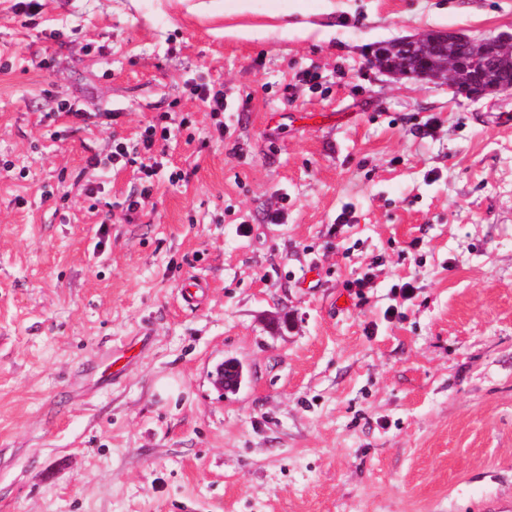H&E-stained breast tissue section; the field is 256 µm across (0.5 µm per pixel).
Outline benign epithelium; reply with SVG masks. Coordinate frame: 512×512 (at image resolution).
I'll use <instances>...</instances> for the list:
<instances>
[{
	"label": "benign epithelium",
	"instance_id": "7a95c632",
	"mask_svg": "<svg viewBox=\"0 0 512 512\" xmlns=\"http://www.w3.org/2000/svg\"><path fill=\"white\" fill-rule=\"evenodd\" d=\"M432 45L440 48L442 60L436 56L421 54L420 65L413 76L448 84L455 95L470 99H478L491 92H500L512 88L492 71L483 72L478 76L470 73V69L461 65L459 50L465 48L469 62L473 65L481 63L482 58L490 50H494L503 58L512 57V35H484L478 39L454 31L437 32L431 35Z\"/></svg>",
	"mask_w": 512,
	"mask_h": 512
}]
</instances>
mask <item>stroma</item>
I'll list each match as a JSON object with an SVG mask.
<instances>
[{"instance_id": "1", "label": "stroma", "mask_w": 512, "mask_h": 512, "mask_svg": "<svg viewBox=\"0 0 512 512\" xmlns=\"http://www.w3.org/2000/svg\"><path fill=\"white\" fill-rule=\"evenodd\" d=\"M197 2L0 0V512H512V90L369 62L512 0ZM129 156L130 153L128 151V147L124 143L118 142L114 144L113 142L112 150L109 154H107L105 157H100L99 155L88 157L86 163L91 167L103 166L114 168V166H116L121 161H125L126 164L130 160H133Z\"/></svg>"}]
</instances>
